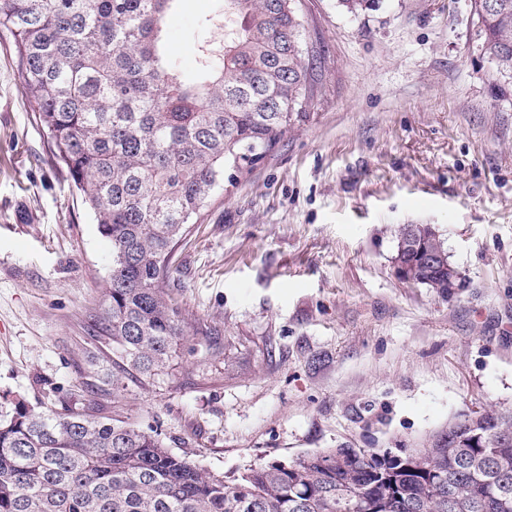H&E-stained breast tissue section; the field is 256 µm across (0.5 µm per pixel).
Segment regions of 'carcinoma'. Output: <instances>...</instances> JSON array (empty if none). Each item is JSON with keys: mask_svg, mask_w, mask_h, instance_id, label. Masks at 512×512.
Returning a JSON list of instances; mask_svg holds the SVG:
<instances>
[{"mask_svg": "<svg viewBox=\"0 0 512 512\" xmlns=\"http://www.w3.org/2000/svg\"><path fill=\"white\" fill-rule=\"evenodd\" d=\"M174 0H0L27 108L112 247L100 338L112 369L146 380L168 371L187 335L167 292L169 255L224 179L251 171L307 116L318 93L293 0H224L242 18L185 81L169 60ZM480 48L512 79V0H471ZM415 284L437 292L448 251L420 224L398 229ZM491 438L456 447L442 430L406 465L335 448L249 466L227 477L189 462L125 420L15 404L0 420V512H512L492 480L512 470V410L489 408Z\"/></svg>", "mask_w": 512, "mask_h": 512, "instance_id": "cac0c4a2", "label": "carcinoma"}]
</instances>
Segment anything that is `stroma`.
Wrapping results in <instances>:
<instances>
[{
	"label": "stroma",
	"mask_w": 512,
	"mask_h": 512,
	"mask_svg": "<svg viewBox=\"0 0 512 512\" xmlns=\"http://www.w3.org/2000/svg\"><path fill=\"white\" fill-rule=\"evenodd\" d=\"M318 98L173 248L188 329L168 374L112 389L94 333L112 264L27 111L0 31V416L16 400L156 431L216 474L326 448H418L512 408V83L470 0H300ZM179 0L165 38L193 76L236 22ZM402 224L442 234L444 298L400 280ZM207 335H198V327Z\"/></svg>",
	"instance_id": "obj_1"
}]
</instances>
